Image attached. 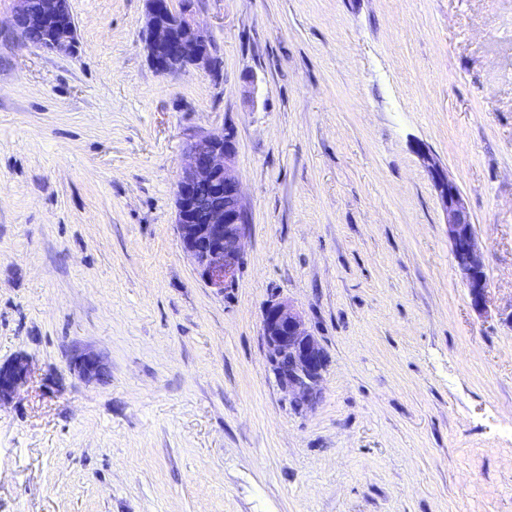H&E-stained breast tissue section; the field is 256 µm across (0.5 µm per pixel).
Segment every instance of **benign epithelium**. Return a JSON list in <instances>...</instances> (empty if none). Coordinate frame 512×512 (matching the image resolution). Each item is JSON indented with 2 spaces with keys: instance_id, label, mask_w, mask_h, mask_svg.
<instances>
[{
  "instance_id": "benign-epithelium-1",
  "label": "benign epithelium",
  "mask_w": 512,
  "mask_h": 512,
  "mask_svg": "<svg viewBox=\"0 0 512 512\" xmlns=\"http://www.w3.org/2000/svg\"><path fill=\"white\" fill-rule=\"evenodd\" d=\"M15 3L12 25L21 37L31 30L50 28L53 34L43 49L75 52L76 24L69 0ZM143 41L152 66L160 73L214 67L211 39L195 20L188 2L176 11L169 0H146ZM416 154L445 213L456 274L468 289L472 307L481 311L487 305L486 265L466 199L426 146H418ZM235 158L236 146L230 134L200 137L187 147L175 191V224L184 250L200 278L221 292L233 287L242 268L249 224ZM261 331L268 363L292 407L313 406L321 393L327 357L307 330L301 313L285 299H271L262 309ZM73 363L86 379L103 371L100 358L93 353H80ZM28 372L23 357L0 364V403L14 397Z\"/></svg>"
}]
</instances>
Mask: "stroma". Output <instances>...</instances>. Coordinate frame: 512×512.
<instances>
[{"label":"stroma","instance_id":"1","mask_svg":"<svg viewBox=\"0 0 512 512\" xmlns=\"http://www.w3.org/2000/svg\"><path fill=\"white\" fill-rule=\"evenodd\" d=\"M0 0V512H512V0H193L216 73H158L145 0H70L75 53ZM227 129L250 224L221 293L175 224ZM463 191L488 302L414 152ZM327 356L293 410L264 303ZM105 373L81 377L73 355ZM29 372L24 357H16L6 364H0V404L14 397L19 386L26 380Z\"/></svg>","mask_w":512,"mask_h":512}]
</instances>
